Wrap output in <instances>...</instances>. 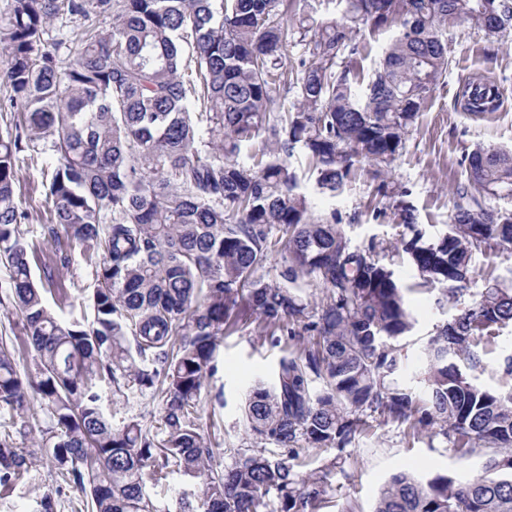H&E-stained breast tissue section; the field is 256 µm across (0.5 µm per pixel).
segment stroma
<instances>
[{"label": "stroma", "mask_w": 512, "mask_h": 512, "mask_svg": "<svg viewBox=\"0 0 512 512\" xmlns=\"http://www.w3.org/2000/svg\"><path fill=\"white\" fill-rule=\"evenodd\" d=\"M446 37L452 57L448 74L430 94L392 171L393 180L407 188L406 201L414 207L419 223L434 235L446 231L449 224V189L465 179L460 163L464 154L478 147L512 150V41H506L497 58L489 60L483 52V33L467 24L448 28ZM476 76L504 89L503 103L496 111L470 114L455 108L458 92ZM49 163L44 155L25 161L19 194L31 213L25 239L38 254L32 262L35 277H42L44 260L52 249L61 248L71 258L70 265L59 271L60 284L44 285L49 308L67 319L80 314L84 298L97 283L78 244L64 235L56 241L48 235L51 205L42 193L41 170ZM290 167L298 174L302 190L312 194L317 210L337 212L353 243H365L372 238L386 243L395 240L398 216L389 199L378 195V182L367 161L355 162L344 192L333 198L314 193L309 161L303 153H294ZM393 270L415 318L405 339L406 367L399 378L401 385L413 387L423 366L422 350L437 325L479 299L488 279L512 278V248L478 249L475 272L467 290L455 303L438 304V291L418 289L416 273L406 260H396ZM290 351V345L260 336L252 325L225 331L216 355V372L207 379L200 403L201 428L211 440L217 461L230 464L224 450L238 445L244 435L241 405L248 389L258 379L273 381L280 359ZM403 469L432 475L449 472L470 478L478 474L480 460L458 459L443 437L431 438L424 432L415 437L410 435L407 425L376 421L349 447L308 451L303 466L304 472L323 479L326 497L320 512H342L350 499L357 502L360 512H372L380 488Z\"/></svg>", "instance_id": "stroma-1"}]
</instances>
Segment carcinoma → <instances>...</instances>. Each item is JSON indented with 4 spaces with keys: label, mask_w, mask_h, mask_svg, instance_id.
I'll return each mask as SVG.
<instances>
[{
    "label": "carcinoma",
    "mask_w": 512,
    "mask_h": 512,
    "mask_svg": "<svg viewBox=\"0 0 512 512\" xmlns=\"http://www.w3.org/2000/svg\"><path fill=\"white\" fill-rule=\"evenodd\" d=\"M341 17L311 0H11L0 16V266L32 352L0 336V496L43 462L38 512L67 486L92 512H158L147 488L174 475L176 512H318L326 490L300 471L310 448H346L368 418L438 426L481 474L399 472L372 512H512V390L478 382L486 355L512 327V283L436 328L418 390L398 384L399 338L414 326L404 288L378 254L407 257L417 286L452 298L467 288L474 252L512 246V151L477 148L461 165L448 231L425 240L407 189L388 180L451 58L443 32L463 22L487 37L512 28V0H343ZM80 21L74 44L52 35ZM362 26L394 27L368 83L357 81ZM302 46L296 60L291 44ZM295 100L286 104L288 93ZM502 88L469 82L466 112L498 108ZM310 159L315 191L341 194L354 162L370 163L402 231L387 248L354 245L336 212H316L288 158ZM47 154L50 223L94 264L93 319L64 320L46 305L21 225L19 155ZM277 256V281L256 276ZM317 287L308 309L298 291ZM257 323L296 351L276 379L258 380L242 417L246 441L213 464L199 424L201 392L224 330ZM321 383L316 390L313 382ZM157 388V424L116 426L105 408ZM46 409L32 424L31 402ZM276 494V502L269 500Z\"/></svg>",
    "instance_id": "obj_1"
}]
</instances>
